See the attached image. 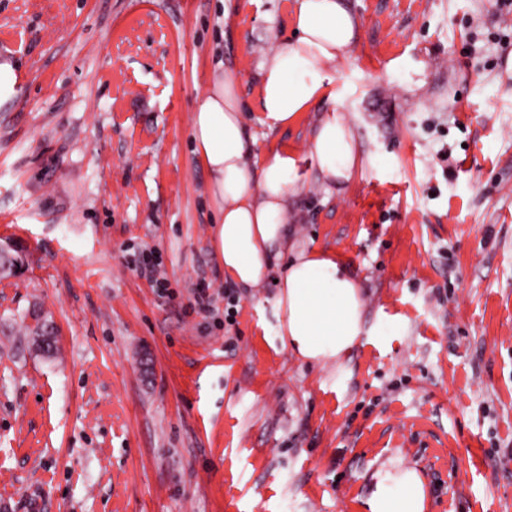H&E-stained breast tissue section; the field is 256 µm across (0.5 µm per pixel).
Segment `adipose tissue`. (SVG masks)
<instances>
[{
    "mask_svg": "<svg viewBox=\"0 0 512 512\" xmlns=\"http://www.w3.org/2000/svg\"><path fill=\"white\" fill-rule=\"evenodd\" d=\"M295 32L260 62V109L269 125L288 126L316 103L337 101L336 76L358 36L346 0H295ZM191 139L219 214L214 239L224 271L242 288L276 278L284 336L300 357L338 358L363 332L361 286L329 250L299 245L291 229L302 170L312 167L325 196L363 171L352 126L323 113L307 154L284 151L256 165L235 72L216 73L192 115ZM427 487L415 470L380 475L370 512H425Z\"/></svg>",
    "mask_w": 512,
    "mask_h": 512,
    "instance_id": "obj_1",
    "label": "adipose tissue"
}]
</instances>
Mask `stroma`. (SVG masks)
I'll list each match as a JSON object with an SVG mask.
<instances>
[{
    "label": "stroma",
    "instance_id": "1",
    "mask_svg": "<svg viewBox=\"0 0 512 512\" xmlns=\"http://www.w3.org/2000/svg\"><path fill=\"white\" fill-rule=\"evenodd\" d=\"M348 4L336 108L366 168L325 204L307 177L297 234L361 282L365 323L311 363L272 286L225 323L190 133L222 66L257 158L307 152L327 103L273 129L259 108L294 0H0V512H368L403 468L426 512H512V0Z\"/></svg>",
    "mask_w": 512,
    "mask_h": 512
}]
</instances>
